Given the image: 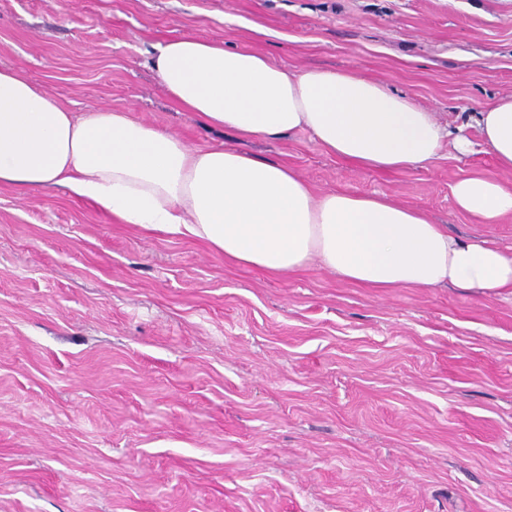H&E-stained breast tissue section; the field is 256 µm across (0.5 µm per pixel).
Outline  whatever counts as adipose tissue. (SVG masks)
<instances>
[{"label":"adipose tissue","mask_w":512,"mask_h":512,"mask_svg":"<svg viewBox=\"0 0 512 512\" xmlns=\"http://www.w3.org/2000/svg\"><path fill=\"white\" fill-rule=\"evenodd\" d=\"M149 64L181 108L244 139L302 131L330 155L373 170L426 165L441 150L444 130L432 112L351 72H292L191 35L158 45ZM476 123L484 150L512 170V97ZM0 184L59 186L117 223L200 239L225 260L274 275L317 264L383 292L512 289L511 255L450 235L421 209L349 191L314 194L285 165L191 147L126 109L70 112L12 67H0ZM451 192L459 211L483 223L512 215V189L492 174L462 177Z\"/></svg>","instance_id":"adipose-tissue-1"}]
</instances>
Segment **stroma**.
<instances>
[{
  "instance_id": "obj_1",
  "label": "stroma",
  "mask_w": 512,
  "mask_h": 512,
  "mask_svg": "<svg viewBox=\"0 0 512 512\" xmlns=\"http://www.w3.org/2000/svg\"><path fill=\"white\" fill-rule=\"evenodd\" d=\"M183 34L379 81L450 135L434 164L385 171L304 132L207 128L146 65ZM0 66L71 111L123 107L512 253V217L450 191L473 172L512 186L451 138L512 96V0H0ZM0 512H512V295L268 275L1 185Z\"/></svg>"
}]
</instances>
